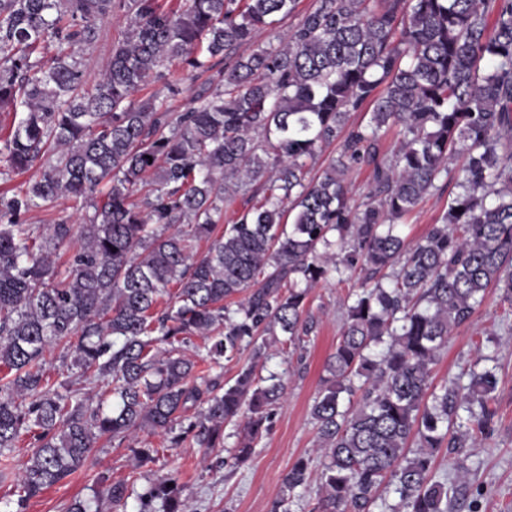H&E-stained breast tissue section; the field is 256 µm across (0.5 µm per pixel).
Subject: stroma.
Listing matches in <instances>:
<instances>
[{"label":"stroma","mask_w":512,"mask_h":512,"mask_svg":"<svg viewBox=\"0 0 512 512\" xmlns=\"http://www.w3.org/2000/svg\"><path fill=\"white\" fill-rule=\"evenodd\" d=\"M125 30V11L115 7L110 18L99 24L97 41L78 53L87 76L103 68L112 46ZM217 71L197 75L175 62L163 79L143 90V97L158 96L167 111H187L207 80H218ZM456 193L451 184L421 201L400 226L408 242L424 237L440 223L448 201ZM363 273L349 283L319 284L312 288L308 312L316 329L304 351L297 352L282 342L273 343L267 368L285 375L286 394L276 409L269 431L243 464H233L231 454L238 442L235 425L224 428L221 447L206 450L192 443L169 445L168 436L148 428L137 430L124 443L98 440L85 463L63 481L28 500H20V480L32 450L15 449L12 470L0 478V512H66L72 501L94 500L99 512H113L97 494L105 485L124 483L129 498L126 512H139L140 494L156 479L174 476L183 487L188 512H269L279 496L283 476L302 457L319 458L317 430L311 408L327 378L326 362L334 352L346 318L349 289L359 287ZM491 356L497 363L498 385L489 402L494 411L493 433L474 448L465 471H458L447 451H439L434 475L457 487V512H512V304L504 302L496 289H489L471 321L451 333L433 367L434 386H441L479 358ZM151 448L152 461L138 463L135 449Z\"/></svg>","instance_id":"1"}]
</instances>
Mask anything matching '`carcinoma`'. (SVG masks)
<instances>
[{"label":"carcinoma","mask_w":512,"mask_h":512,"mask_svg":"<svg viewBox=\"0 0 512 512\" xmlns=\"http://www.w3.org/2000/svg\"><path fill=\"white\" fill-rule=\"evenodd\" d=\"M114 6L0 0V108H24L0 157L13 172L40 169L25 192L0 196V455L31 439L21 500L76 471L100 437L120 443L142 427L172 447L190 435L217 448L242 419L233 459L246 462L285 396L280 375L257 373L267 338L303 347L311 289L359 270L311 409L324 458L314 512H374L385 484L398 498L389 512H448L457 489L434 479L436 455L466 459L490 437L498 378L473 368L468 383L437 389L433 365L489 288L512 304V0H315L279 46L246 56L239 48L297 0H125L124 37L89 80L76 49ZM213 59L221 84L200 106L174 117L135 99L166 64L205 73ZM366 108V124L347 126ZM391 127L402 140L389 155ZM355 165L372 173L358 206L346 186ZM451 173L459 192L442 223L406 242L398 223ZM60 198L93 208L63 270L35 250L72 242L76 225L59 218L42 245L22 223ZM236 204L238 220L212 236ZM193 336L210 368L244 349L250 362L231 382L197 383L183 353ZM63 340L74 366L111 379L94 406L79 388L53 389L44 358ZM310 464L292 465L271 512L307 488ZM105 492L125 512V484ZM156 500L187 512L173 477L151 484L140 512Z\"/></svg>","instance_id":"1"}]
</instances>
